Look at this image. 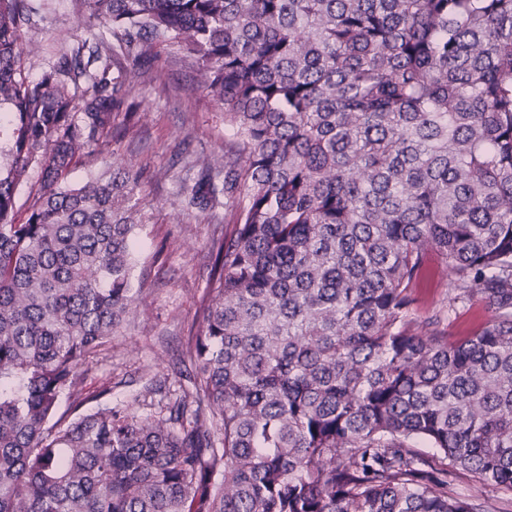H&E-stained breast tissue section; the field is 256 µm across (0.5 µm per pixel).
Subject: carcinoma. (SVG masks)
Here are the masks:
<instances>
[{"mask_svg": "<svg viewBox=\"0 0 512 512\" xmlns=\"http://www.w3.org/2000/svg\"><path fill=\"white\" fill-rule=\"evenodd\" d=\"M80 2L116 44L30 81L31 0H0V512H483L459 471L512 491V0ZM156 41L232 132L187 199L226 225L192 389L52 424L132 308L139 227L133 168L64 176ZM432 255L492 313L464 338L415 316ZM41 189L40 170L33 167L27 173L25 181L16 196V221L24 222L28 215L29 202L38 195Z\"/></svg>", "mask_w": 512, "mask_h": 512, "instance_id": "cac0c4a2", "label": "carcinoma"}]
</instances>
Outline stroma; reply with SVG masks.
<instances>
[{"instance_id":"35a3bbf8","label":"stroma","mask_w":512,"mask_h":512,"mask_svg":"<svg viewBox=\"0 0 512 512\" xmlns=\"http://www.w3.org/2000/svg\"><path fill=\"white\" fill-rule=\"evenodd\" d=\"M35 5L38 22L21 53L27 79L40 77L77 40L112 33L103 22L88 20L78 0ZM153 54L150 75L132 89L128 107L112 115L117 135L104 138L94 159L77 158L66 177L78 186L90 176H108L117 163L141 175L136 197L143 222L132 276L137 308L118 335L78 369L90 410L99 402H133L153 377L173 390L187 385L183 353L207 286L211 240L224 222L223 208L201 216L185 201L203 162L223 159L228 149L224 111L170 47L156 45ZM415 293L420 316L445 314L451 336L469 335L489 318L481 298L455 299L438 258L430 259Z\"/></svg>"}]
</instances>
